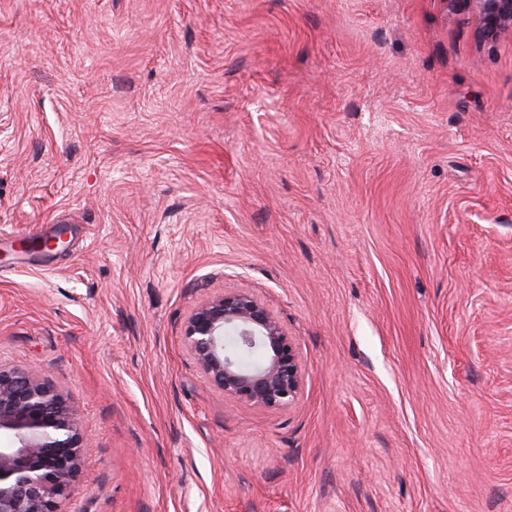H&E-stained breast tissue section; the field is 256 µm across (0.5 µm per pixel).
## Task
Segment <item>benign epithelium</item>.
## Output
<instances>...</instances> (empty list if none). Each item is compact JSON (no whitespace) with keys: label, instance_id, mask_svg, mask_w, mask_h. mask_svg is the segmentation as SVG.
I'll use <instances>...</instances> for the list:
<instances>
[{"label":"benign epithelium","instance_id":"1","mask_svg":"<svg viewBox=\"0 0 512 512\" xmlns=\"http://www.w3.org/2000/svg\"><path fill=\"white\" fill-rule=\"evenodd\" d=\"M474 11L486 40L512 33V0H448ZM238 334V351L260 350L264 361L240 366L224 347V330ZM184 345L208 383L227 402L278 409L298 400L303 369L298 348L266 305L250 292L219 295L195 309ZM89 450L76 413L47 377L0 367V512H63Z\"/></svg>","mask_w":512,"mask_h":512}]
</instances>
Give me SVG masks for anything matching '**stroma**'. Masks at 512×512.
Wrapping results in <instances>:
<instances>
[{"label":"stroma","instance_id":"1","mask_svg":"<svg viewBox=\"0 0 512 512\" xmlns=\"http://www.w3.org/2000/svg\"><path fill=\"white\" fill-rule=\"evenodd\" d=\"M233 291L298 348L288 408L182 342ZM0 364L91 442L66 512H512V34L447 0H0Z\"/></svg>","mask_w":512,"mask_h":512}]
</instances>
